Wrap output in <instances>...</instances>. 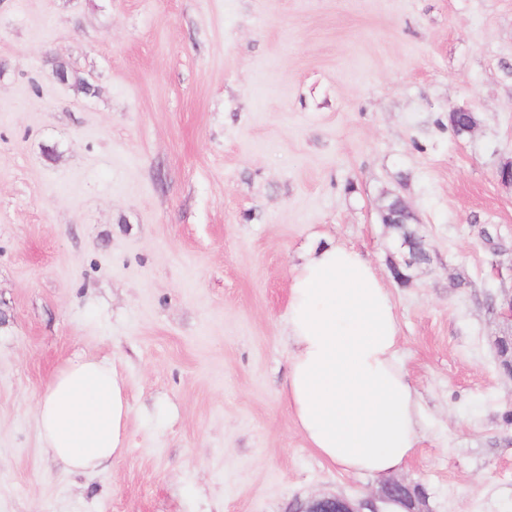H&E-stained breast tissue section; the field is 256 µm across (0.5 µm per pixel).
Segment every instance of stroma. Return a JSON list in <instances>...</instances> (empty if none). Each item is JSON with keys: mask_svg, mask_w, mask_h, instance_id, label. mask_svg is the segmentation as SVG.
I'll list each match as a JSON object with an SVG mask.
<instances>
[{"mask_svg": "<svg viewBox=\"0 0 512 512\" xmlns=\"http://www.w3.org/2000/svg\"><path fill=\"white\" fill-rule=\"evenodd\" d=\"M509 160L512 0H0V512L376 496L280 399L291 268L323 238L396 305L427 417L400 480L429 512H512ZM388 194L430 255L404 284ZM76 355L109 360L132 408L125 454L90 477L34 417ZM396 197V207L393 210L392 213H390L388 220L386 221V224H395L394 226L388 227L391 232L394 234L395 239L398 240L401 235L405 233V231L408 229L407 224H418V220L415 216V214L411 211L409 206L405 203V201L399 197ZM406 214L410 218V222H403L401 220V215Z\"/></svg>", "mask_w": 512, "mask_h": 512, "instance_id": "obj_1", "label": "stroma"}]
</instances>
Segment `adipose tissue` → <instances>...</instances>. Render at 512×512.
I'll return each instance as SVG.
<instances>
[{
  "label": "adipose tissue",
  "mask_w": 512,
  "mask_h": 512,
  "mask_svg": "<svg viewBox=\"0 0 512 512\" xmlns=\"http://www.w3.org/2000/svg\"><path fill=\"white\" fill-rule=\"evenodd\" d=\"M287 329L281 397L309 447L346 473L402 471L420 443L425 411L398 356L395 304L370 261L333 241L301 251ZM130 415L112 363L83 355L64 362L35 404L43 448L73 476L97 474L123 454Z\"/></svg>",
  "instance_id": "1"
}]
</instances>
